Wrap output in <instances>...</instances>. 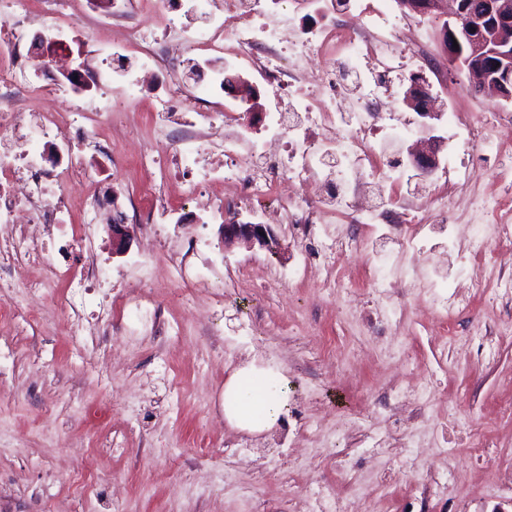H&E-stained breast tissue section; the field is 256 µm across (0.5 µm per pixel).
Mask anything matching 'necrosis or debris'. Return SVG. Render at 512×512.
Here are the masks:
<instances>
[{
    "label": "necrosis or debris",
    "instance_id": "obj_1",
    "mask_svg": "<svg viewBox=\"0 0 512 512\" xmlns=\"http://www.w3.org/2000/svg\"><path fill=\"white\" fill-rule=\"evenodd\" d=\"M139 2L68 0L74 16L90 11L111 16L122 40L107 48V55L136 49L139 66L113 76L100 69L65 75L56 90L74 99L72 111L64 117L42 113L32 126L23 123L17 107L35 94V64L61 67L72 54L73 40L65 32L70 22L60 19L52 0H35L47 28L39 47L30 42L24 21L0 22V57L10 60L0 69V144L28 145L19 153L0 147V273L16 274L20 262L31 260L41 275L26 286L40 292L61 275L44 247L42 229L60 226L72 240L82 241L97 226L93 218L71 223L69 212L76 181L90 209L98 208L96 174L72 154L46 167L40 144L61 149L88 142L110 113L137 111L151 72L200 50L202 72L222 101L203 112L184 111L183 87L173 80L151 111L156 136L166 135L170 126L180 128L169 141L167 162L173 175L193 176L197 205L211 211L255 210L282 225L300 249V270L320 290H361L375 297L388 321L369 323L372 334L387 335L389 323L406 317L409 300L421 296L439 312L443 330H450L453 316L469 315L483 347L495 354L500 336L512 331V263L502 259L512 252V197L478 189V174L457 171L444 160L427 200L400 193L414 165L410 157L388 150L404 121L395 80L408 55H424L427 48L410 14L383 12L356 24L351 19L355 0H293L329 17L305 28L296 24L286 0H222L206 12L204 0H153L161 20L156 28L134 23ZM201 11L204 29L184 26V18ZM337 52L343 55L341 65L313 66L314 55ZM249 75L265 85L271 107H256L231 91L233 82ZM217 183L223 195L210 193ZM340 216L365 255L356 272L329 231ZM435 234L440 242L430 243ZM450 254L510 304L494 325L483 321L471 292L454 281L442 284L443 258ZM110 278L95 262L74 281L65 305L73 333L83 330L86 295Z\"/></svg>",
    "mask_w": 512,
    "mask_h": 512
}]
</instances>
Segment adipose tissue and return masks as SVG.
<instances>
[{"label": "adipose tissue", "mask_w": 512, "mask_h": 512, "mask_svg": "<svg viewBox=\"0 0 512 512\" xmlns=\"http://www.w3.org/2000/svg\"><path fill=\"white\" fill-rule=\"evenodd\" d=\"M288 403L287 378L278 367L257 358L236 370L224 384V417L242 430L270 429Z\"/></svg>", "instance_id": "obj_1"}]
</instances>
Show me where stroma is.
Listing matches in <instances>:
<instances>
[{
	"label": "stroma",
	"mask_w": 512,
	"mask_h": 512,
	"mask_svg": "<svg viewBox=\"0 0 512 512\" xmlns=\"http://www.w3.org/2000/svg\"><path fill=\"white\" fill-rule=\"evenodd\" d=\"M430 52L440 68L415 60L407 74L432 80L445 95L431 123L448 134L451 113L464 110L476 125L512 122V104L475 94L461 66L447 62L441 20H431ZM156 78L139 104L135 123L118 118L98 131L126 157L107 165L101 192L130 197L151 187L171 198L183 190L158 163L165 146L143 138L150 106L161 91ZM482 183L512 193V155L474 145ZM224 219L197 212L185 224H169L151 269L150 298L166 329L157 336L101 337L96 327L73 335L58 297L65 283L31 293L19 284L0 286V343L13 356L0 380V512H304V489L331 485L344 473L347 491L335 512H512V419L469 430L487 441L482 458L463 443H449L440 424L396 430L378 413L401 362L388 357L392 337L369 336L373 303L352 302L311 285L285 281L275 289L258 280L233 288L214 284L185 295L174 265L182 242L201 236L219 244ZM54 257L80 273L88 254L112 271L114 315L122 300L138 295L133 265L147 246L146 230L132 224L130 248L112 253V237L99 228L91 240L72 244L51 236ZM420 376L449 403L490 411L512 401V335L501 337L494 359L477 345L441 354V338L426 300H415L401 327ZM278 366L288 379L287 414L274 428L251 433L224 418L226 379L252 357ZM366 418L367 436L356 437L349 411ZM317 420L334 445L317 436L301 439L300 425ZM123 451H112L113 442ZM452 447L455 473H446L443 447ZM438 479L429 497L408 494L410 479Z\"/></svg>",
	"instance_id": "stroma-1"
}]
</instances>
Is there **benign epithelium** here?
<instances>
[{"label":"benign epithelium","instance_id":"7a95c632","mask_svg":"<svg viewBox=\"0 0 512 512\" xmlns=\"http://www.w3.org/2000/svg\"><path fill=\"white\" fill-rule=\"evenodd\" d=\"M443 0H406L404 5L419 13L437 11L448 14V24L443 33L448 35V58L464 67L471 80V88L481 94L512 102V0H481L477 11L469 9L467 0H453L450 11L442 9ZM458 47H453V44ZM406 102L417 107L423 118L433 116L426 108V95L413 81L407 92ZM428 149H408L417 170L431 173L436 167V156L431 144L434 138L425 139ZM131 240L126 218L122 213L114 216L112 224V254H124ZM220 240L228 248L238 243L248 248L264 250L272 256L283 258L287 247L270 224L244 221L236 215L220 227Z\"/></svg>","mask_w":512,"mask_h":512}]
</instances>
